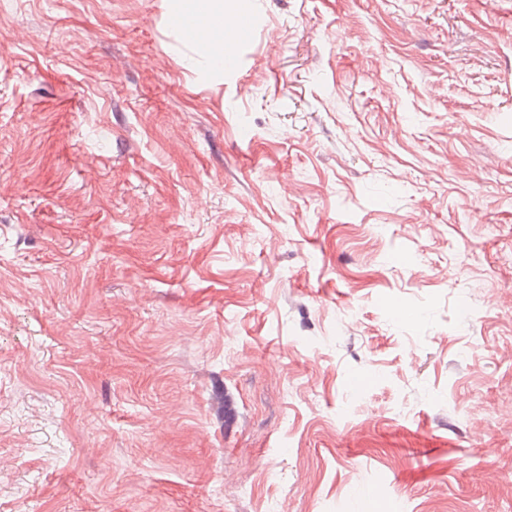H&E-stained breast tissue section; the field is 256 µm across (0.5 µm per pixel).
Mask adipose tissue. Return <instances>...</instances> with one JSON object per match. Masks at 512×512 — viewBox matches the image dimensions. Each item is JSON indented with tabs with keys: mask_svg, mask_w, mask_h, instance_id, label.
<instances>
[{
	"mask_svg": "<svg viewBox=\"0 0 512 512\" xmlns=\"http://www.w3.org/2000/svg\"><path fill=\"white\" fill-rule=\"evenodd\" d=\"M173 14L196 24L201 57L209 60L213 70H222L224 39L219 26L224 20V0H174Z\"/></svg>",
	"mask_w": 512,
	"mask_h": 512,
	"instance_id": "1",
	"label": "adipose tissue"
}]
</instances>
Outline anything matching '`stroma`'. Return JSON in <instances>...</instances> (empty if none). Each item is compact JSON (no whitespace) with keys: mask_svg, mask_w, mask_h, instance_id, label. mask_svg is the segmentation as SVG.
Returning a JSON list of instances; mask_svg holds the SVG:
<instances>
[{"mask_svg":"<svg viewBox=\"0 0 512 512\" xmlns=\"http://www.w3.org/2000/svg\"><path fill=\"white\" fill-rule=\"evenodd\" d=\"M0 0V512H512V0ZM173 15L184 20L193 21L200 30L199 37L197 30L190 22L184 24V36L188 44H201L200 56L207 58L211 64L212 70L224 71L223 68V48L224 63L227 68L235 65L238 58V47L235 43L227 42L224 46V39L219 29L221 22L224 21V1L223 0H174Z\"/></svg>","mask_w":512,"mask_h":512,"instance_id":"stroma-1","label":"stroma"}]
</instances>
